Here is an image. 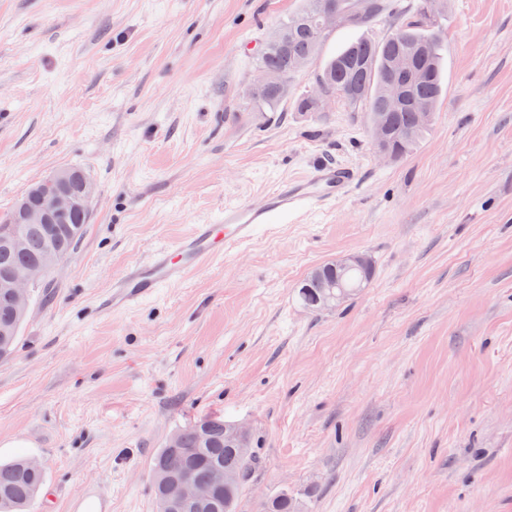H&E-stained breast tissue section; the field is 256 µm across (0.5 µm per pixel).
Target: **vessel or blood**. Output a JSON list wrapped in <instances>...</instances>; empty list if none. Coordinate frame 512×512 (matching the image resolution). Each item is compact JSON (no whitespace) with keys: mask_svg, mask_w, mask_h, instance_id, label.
Masks as SVG:
<instances>
[{"mask_svg":"<svg viewBox=\"0 0 512 512\" xmlns=\"http://www.w3.org/2000/svg\"><path fill=\"white\" fill-rule=\"evenodd\" d=\"M355 182L351 168L318 165L302 178L279 184L263 207L226 206L220 223L196 225L179 241L158 246L148 262L129 264L112 282L108 308L116 312L141 303L160 288L178 283L189 272L222 256L229 245L251 241L274 216L322 208L347 196Z\"/></svg>","mask_w":512,"mask_h":512,"instance_id":"b4317fda","label":"vessel or blood"}]
</instances>
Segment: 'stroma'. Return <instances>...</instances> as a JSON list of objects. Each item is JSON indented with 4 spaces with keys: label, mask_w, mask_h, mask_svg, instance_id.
Listing matches in <instances>:
<instances>
[{
    "label": "stroma",
    "mask_w": 512,
    "mask_h": 512,
    "mask_svg": "<svg viewBox=\"0 0 512 512\" xmlns=\"http://www.w3.org/2000/svg\"><path fill=\"white\" fill-rule=\"evenodd\" d=\"M302 5L0 0V216L61 167L95 184L0 362V462L46 474L29 512H157L153 455L210 416L249 429L238 512L283 491L303 512H512V0H448L445 91L401 163L378 159L367 113L245 95ZM397 23L337 29L293 95ZM320 163L356 170L349 196L101 313L128 264ZM343 252L371 259V282L301 307L302 280Z\"/></svg>",
    "instance_id": "35a3bbf8"
}]
</instances>
